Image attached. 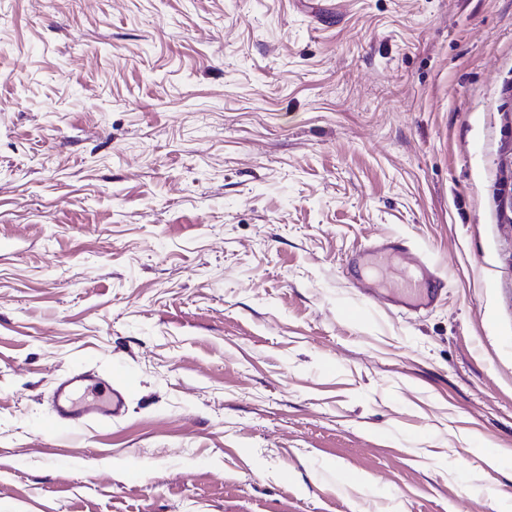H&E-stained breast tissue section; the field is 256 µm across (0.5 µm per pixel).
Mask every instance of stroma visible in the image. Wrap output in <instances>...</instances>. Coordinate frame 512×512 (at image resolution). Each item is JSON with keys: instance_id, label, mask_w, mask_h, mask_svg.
<instances>
[{"instance_id": "obj_1", "label": "stroma", "mask_w": 512, "mask_h": 512, "mask_svg": "<svg viewBox=\"0 0 512 512\" xmlns=\"http://www.w3.org/2000/svg\"><path fill=\"white\" fill-rule=\"evenodd\" d=\"M511 181L512 0H0V512H512ZM417 270L419 276L408 275L392 292L394 303L413 311L434 306L442 290L440 280L426 264H420ZM80 391L98 394L100 399L93 406L85 405L77 397ZM54 400L61 418L81 423L90 420L112 421L119 417L125 397L118 381L104 383L92 373L80 372L71 374L57 384Z\"/></svg>"}]
</instances>
